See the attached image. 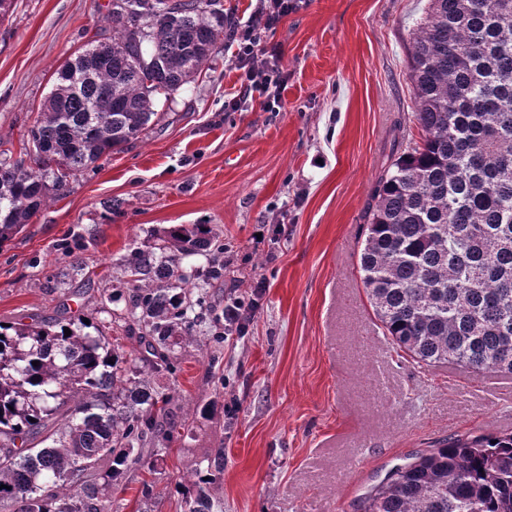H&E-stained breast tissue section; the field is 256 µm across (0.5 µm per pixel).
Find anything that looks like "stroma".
Returning a JSON list of instances; mask_svg holds the SVG:
<instances>
[{
	"label": "stroma",
	"instance_id": "obj_1",
	"mask_svg": "<svg viewBox=\"0 0 512 512\" xmlns=\"http://www.w3.org/2000/svg\"><path fill=\"white\" fill-rule=\"evenodd\" d=\"M110 0H14L0 21V146L26 156V131L57 72L112 37ZM428 0H307L263 43L288 88L277 112H228L239 88L228 51L160 102L148 132L78 174L0 246V321L31 323L61 300L111 321L127 292L119 263L150 231L208 224L224 241L222 294L260 291L248 336L228 337L223 381L205 328L182 352L172 390L191 423L157 473L136 465L109 497L139 512H182L176 491L214 448L224 512H358L409 455L453 435L512 431V375L419 366L383 336L359 270L364 215L400 143L417 137L407 46ZM80 245L68 270L64 246Z\"/></svg>",
	"mask_w": 512,
	"mask_h": 512
}]
</instances>
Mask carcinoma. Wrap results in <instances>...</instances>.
Segmentation results:
<instances>
[{"instance_id":"obj_1","label":"carcinoma","mask_w":512,"mask_h":512,"mask_svg":"<svg viewBox=\"0 0 512 512\" xmlns=\"http://www.w3.org/2000/svg\"><path fill=\"white\" fill-rule=\"evenodd\" d=\"M408 47L420 128L378 177L359 264L382 334L422 366L512 374V0H429ZM112 40L78 53L27 129L29 162L0 150V246L52 192L149 128L160 95L224 43L219 0H112ZM208 224H172L120 258L137 354L63 302L51 321L0 322V507L112 512L109 489L188 418L155 379L207 324L248 335L254 302H205L224 280ZM204 258L205 279L190 260ZM71 330L65 335L64 328ZM38 365H32V362ZM224 449L181 484L183 512H224ZM360 512H512V432L454 436L390 470Z\"/></svg>"}]
</instances>
